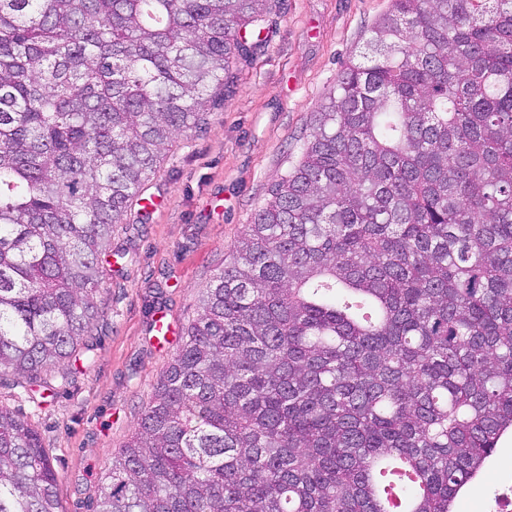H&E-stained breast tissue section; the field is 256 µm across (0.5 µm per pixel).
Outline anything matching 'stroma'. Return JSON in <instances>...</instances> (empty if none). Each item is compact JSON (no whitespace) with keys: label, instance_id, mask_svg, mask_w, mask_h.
I'll list each match as a JSON object with an SVG mask.
<instances>
[{"label":"stroma","instance_id":"1","mask_svg":"<svg viewBox=\"0 0 512 512\" xmlns=\"http://www.w3.org/2000/svg\"><path fill=\"white\" fill-rule=\"evenodd\" d=\"M390 0H274L263 46L239 64L206 125L178 134L112 231L92 352L27 389L0 373V405L38 430L57 474L59 512H93L98 479L134 430L192 318L271 187L301 155L302 136L341 67L364 53Z\"/></svg>","mask_w":512,"mask_h":512}]
</instances>
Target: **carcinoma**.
Segmentation results:
<instances>
[{"instance_id": "1", "label": "carcinoma", "mask_w": 512, "mask_h": 512, "mask_svg": "<svg viewBox=\"0 0 512 512\" xmlns=\"http://www.w3.org/2000/svg\"><path fill=\"white\" fill-rule=\"evenodd\" d=\"M270 0H0V373L88 348L102 257ZM202 289L95 512H453L512 431V0H391ZM0 406V512H59Z\"/></svg>"}]
</instances>
